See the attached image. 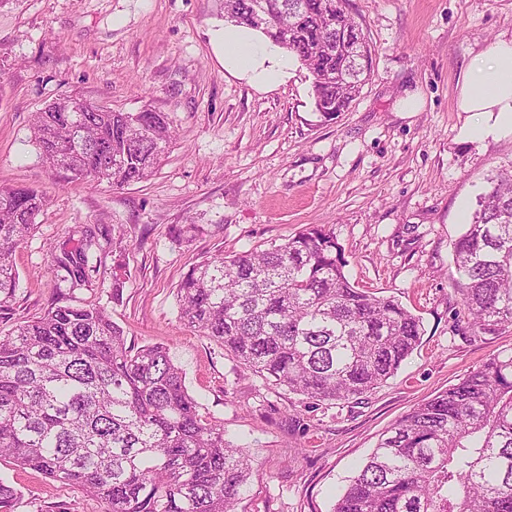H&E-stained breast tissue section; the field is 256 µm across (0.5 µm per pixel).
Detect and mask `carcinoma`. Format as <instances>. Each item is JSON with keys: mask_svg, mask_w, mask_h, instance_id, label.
Here are the masks:
<instances>
[{"mask_svg": "<svg viewBox=\"0 0 512 512\" xmlns=\"http://www.w3.org/2000/svg\"><path fill=\"white\" fill-rule=\"evenodd\" d=\"M294 12L287 41L264 35L308 71L324 122L348 110L371 75L372 50L346 0H270ZM362 47L359 57L336 40ZM67 98L35 113L47 165L121 188L147 179L173 139L149 105L70 112ZM488 187L453 243L454 281L473 323L512 324V173ZM44 198L0 187V324L13 320L16 248L37 228ZM52 254L70 287L89 286L96 226ZM333 234L309 227L279 244L192 266L177 289L180 318L241 368L308 400H360L421 344L422 318L394 296L352 284ZM80 486L106 512H237L252 463L199 414L183 370L160 345L133 348L103 307L58 303L0 334V459ZM17 490L0 479V512ZM333 512H512V355L495 357L413 408L381 438Z\"/></svg>", "mask_w": 512, "mask_h": 512, "instance_id": "obj_1", "label": "carcinoma"}]
</instances>
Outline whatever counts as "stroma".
Listing matches in <instances>:
<instances>
[{"mask_svg": "<svg viewBox=\"0 0 512 512\" xmlns=\"http://www.w3.org/2000/svg\"><path fill=\"white\" fill-rule=\"evenodd\" d=\"M218 8L219 0H0V187L33 186L46 199L13 255L15 318L32 320L57 301L100 304L129 346L168 348L200 415L251 457L239 512H333L398 418L512 354V325L473 326L451 281L452 241L487 176L512 164V137L459 141L466 115L456 84L486 44L512 35V0H347L372 47L373 74L327 123L299 61L270 89L225 71ZM407 91L423 97L421 111H400ZM75 95L169 115L174 139L148 180L115 189L44 164L32 115ZM84 224L105 237L90 256L89 287L74 290L51 253L75 246ZM181 224L199 230L179 240ZM312 224L334 235L352 283L423 319L420 347L361 404L309 409L303 396L242 371L179 315L177 286L193 264L267 248ZM0 478L20 493L14 512H106L78 486L8 460Z\"/></svg>", "mask_w": 512, "mask_h": 512, "instance_id": "1", "label": "stroma"}]
</instances>
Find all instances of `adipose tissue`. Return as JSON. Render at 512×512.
Returning a JSON list of instances; mask_svg holds the SVG:
<instances>
[{"instance_id": "adipose-tissue-1", "label": "adipose tissue", "mask_w": 512, "mask_h": 512, "mask_svg": "<svg viewBox=\"0 0 512 512\" xmlns=\"http://www.w3.org/2000/svg\"><path fill=\"white\" fill-rule=\"evenodd\" d=\"M219 43L225 70L237 78L270 88L288 76L287 57L255 30L226 25ZM456 109L467 115L461 141L512 136V37L496 38L472 59L457 82Z\"/></svg>"}]
</instances>
